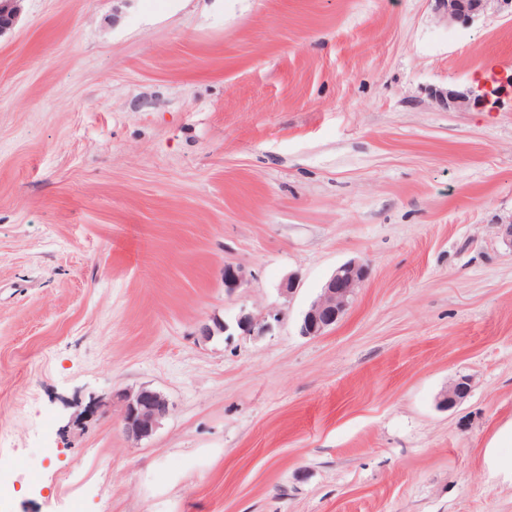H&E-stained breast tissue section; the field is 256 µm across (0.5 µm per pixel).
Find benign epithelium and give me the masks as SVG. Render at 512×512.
I'll list each match as a JSON object with an SVG mask.
<instances>
[{
  "mask_svg": "<svg viewBox=\"0 0 512 512\" xmlns=\"http://www.w3.org/2000/svg\"><path fill=\"white\" fill-rule=\"evenodd\" d=\"M18 0H0V35L11 29L17 18ZM436 17L447 24L469 25L485 14L488 8L512 17V0H431ZM512 85V75L488 83L479 90L457 91L434 89L432 97L448 109L464 111L472 105L488 102L498 96L505 87ZM369 275L367 265L349 261L334 271L321 288L319 295L303 313L299 324V335L314 339L325 335L352 307L359 288ZM246 269L237 264L226 263L223 269L224 288L231 293L247 282ZM301 277L292 272L283 279L278 288L280 296L291 300L299 290ZM284 313L279 308H270L256 315L245 308L234 317L233 323L214 320L200 327V336L211 339L217 334L238 333L242 336H266L283 321ZM470 393V380L460 377L448 385L442 405L451 408L463 402ZM121 404V424L126 436L138 443L150 438L161 421L169 414L170 404L160 392L148 387L118 395Z\"/></svg>",
  "mask_w": 512,
  "mask_h": 512,
  "instance_id": "benign-epithelium-1",
  "label": "benign epithelium"
}]
</instances>
